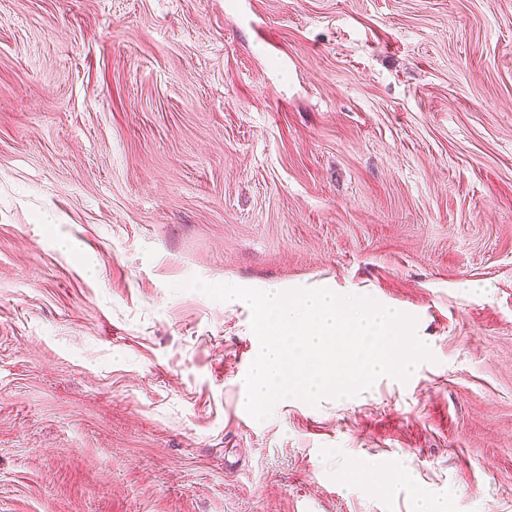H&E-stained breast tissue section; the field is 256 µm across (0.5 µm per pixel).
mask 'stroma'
Wrapping results in <instances>:
<instances>
[{
  "label": "stroma",
  "instance_id": "stroma-1",
  "mask_svg": "<svg viewBox=\"0 0 512 512\" xmlns=\"http://www.w3.org/2000/svg\"><path fill=\"white\" fill-rule=\"evenodd\" d=\"M193 276L432 358L255 421L251 311ZM421 496L512 512V0H0V512Z\"/></svg>",
  "mask_w": 512,
  "mask_h": 512
}]
</instances>
